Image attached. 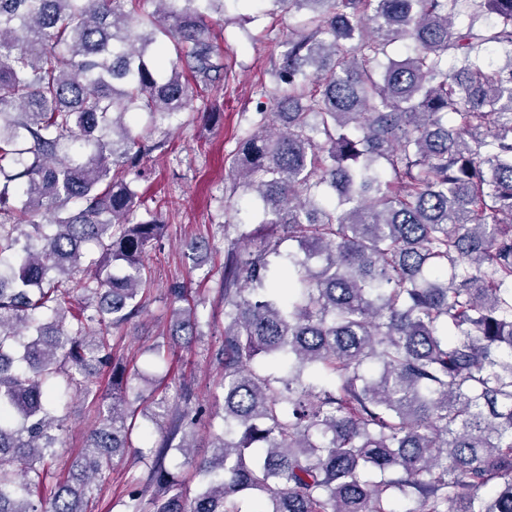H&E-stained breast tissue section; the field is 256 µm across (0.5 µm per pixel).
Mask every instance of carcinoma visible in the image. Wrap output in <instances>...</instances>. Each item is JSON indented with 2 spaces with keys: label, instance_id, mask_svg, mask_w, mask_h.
<instances>
[{
  "label": "carcinoma",
  "instance_id": "carcinoma-1",
  "mask_svg": "<svg viewBox=\"0 0 512 512\" xmlns=\"http://www.w3.org/2000/svg\"><path fill=\"white\" fill-rule=\"evenodd\" d=\"M269 2L300 20L229 157L263 219L224 249L221 425L193 459L191 385L140 386L111 336L165 226L133 221L131 170L224 88V0H0V512H91L129 460L121 512H512V0L462 27V0ZM168 295L190 351L199 303ZM71 392L98 423L59 468ZM147 399L166 428L136 448Z\"/></svg>",
  "mask_w": 512,
  "mask_h": 512
}]
</instances>
